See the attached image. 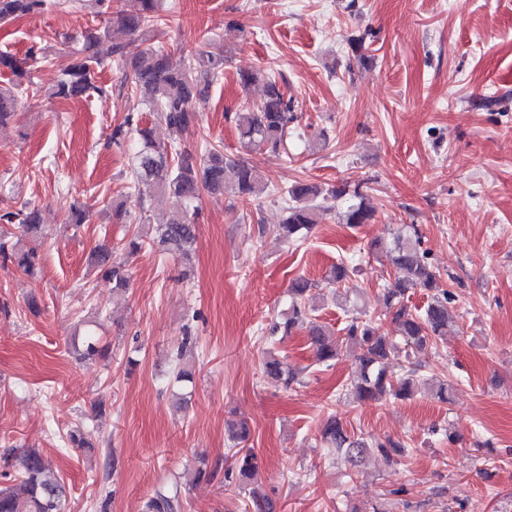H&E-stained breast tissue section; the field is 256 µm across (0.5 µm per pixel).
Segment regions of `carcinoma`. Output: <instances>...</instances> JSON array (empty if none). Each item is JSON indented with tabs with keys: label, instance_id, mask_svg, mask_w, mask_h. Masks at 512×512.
Masks as SVG:
<instances>
[{
	"label": "carcinoma",
	"instance_id": "1",
	"mask_svg": "<svg viewBox=\"0 0 512 512\" xmlns=\"http://www.w3.org/2000/svg\"><path fill=\"white\" fill-rule=\"evenodd\" d=\"M91 2L96 6V14L103 18V25L83 35L79 57L57 81L51 96L65 100L110 96L112 87L96 80V70L121 63L129 74L118 86V93L127 90L140 95L150 111L162 114L168 128L178 133L189 132L198 122L195 104L206 99L211 87L224 78V51L208 39L188 50L183 66L177 67L170 62L166 50L145 37L148 29L162 22L158 0H130L131 8L116 12L111 11L112 0ZM46 6L47 0H0V24L37 14ZM114 23L140 36L135 52L130 53L126 45L112 41L110 25ZM1 68L10 70L18 81L0 88V126L17 115L19 94L25 90L20 81L25 75L24 62L0 54ZM239 76L245 87L261 82L265 88L264 98L256 108L235 113L240 138L250 148L276 153L284 147L288 125L294 120L291 101L269 69L244 71ZM133 132L139 140L132 166L133 183L149 187L157 198L172 195L183 203L182 210L154 228L153 242L166 253L188 260L195 252L197 201L202 192H227L255 198L263 193L249 163L231 159L214 146L201 154L186 145L158 142L153 129L147 126L137 125ZM348 195L358 202L339 214L340 221L351 227L370 223L375 209L360 188L352 189L346 183L328 189L311 182L293 184L287 190L290 203L285 208L286 217L278 225L279 236L288 243L301 240L327 211L323 206L314 205L315 199L336 200ZM2 221L16 223L23 233L35 236L40 229V212L36 206L26 203L15 212L4 210L0 214ZM374 248L400 273L383 293L394 326L392 331L383 330L381 324L371 319L353 316L339 332H333L312 318L316 299L312 295L314 285L296 279L290 288L288 317L275 324L271 333L289 334L296 327H305L316 360L327 366L343 351L354 347L358 351V365L346 395L359 402L387 398L405 400L422 385L411 353L438 345L448 335V329L459 327L453 307L454 294L442 286L432 270L427 254L421 250V236L415 226L395 231L390 243H377ZM92 259L103 275L112 280L113 287H127L128 270L114 257L112 248H98ZM354 272L356 268L340 262L330 270L327 285L338 289ZM417 289L428 292L430 301L424 310L412 312L404 299ZM401 350L405 352L407 365L397 375L388 373L387 361ZM102 351L95 334L87 331L81 342V356L93 358ZM264 373L287 385L294 383L297 377L287 362L273 354L264 360ZM248 438L244 426L232 434L233 441L241 447L233 452L225 470V480L234 478L240 487L248 485L258 475L253 449L243 446ZM321 440L327 447L342 453L353 467L370 452L388 461L406 453L405 445L399 441L388 439L373 444L351 434L334 412L322 423ZM20 477L19 488H0V512H63L65 484L48 459L36 451L27 452L21 458ZM177 499L178 488H162L149 499L146 508L148 512H174Z\"/></svg>",
	"mask_w": 512,
	"mask_h": 512
}]
</instances>
